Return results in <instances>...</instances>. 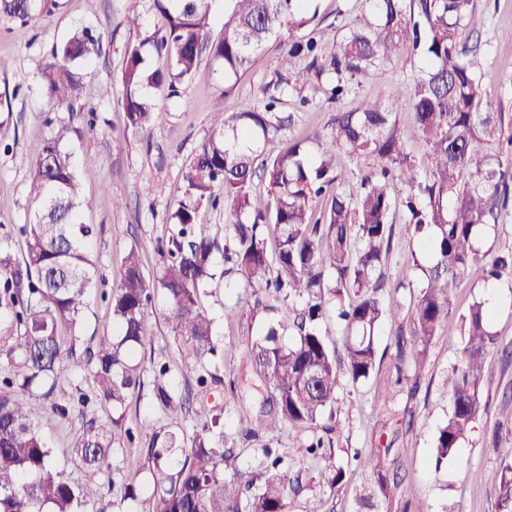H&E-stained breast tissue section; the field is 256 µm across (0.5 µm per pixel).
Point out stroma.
I'll return each mask as SVG.
<instances>
[{"instance_id":"1","label":"stroma","mask_w":512,"mask_h":512,"mask_svg":"<svg viewBox=\"0 0 512 512\" xmlns=\"http://www.w3.org/2000/svg\"><path fill=\"white\" fill-rule=\"evenodd\" d=\"M318 5V33L330 50L362 13L365 0H318ZM133 6L143 24L132 29L125 16ZM48 7V14L27 24L0 22V57L9 62L7 70L0 72V224H22L33 213L30 174L47 139L58 138L71 153L83 193L91 201L82 220L95 227L89 250L98 274L82 336L99 338L112 333V311L101 294L118 282L126 249L140 246L150 274L164 261L157 245L172 233L171 215L184 191V169L207 134L216 103L234 112L242 100L262 102V88L279 66L280 49L277 42H269L229 94L224 91L220 63L203 56L198 77L185 92L165 101L166 121L145 139L124 128L122 70L127 45L161 26L151 0L135 5L129 0H50ZM83 26L100 34L102 54L87 67L83 98L70 109L48 97L36 66L53 45L65 42ZM511 32L512 0H473L459 41L480 44L482 92L494 110L504 114L506 131L512 135V41L507 38ZM422 65L419 56L392 48L340 101L322 99L304 105L297 93H290L281 106L294 115L287 138L310 143L314 133L329 132L336 111L378 101L397 104L400 126L412 129L414 116L406 99ZM496 291L492 325L499 344L488 359L489 380L483 387L486 411L469 432L458 458L442 469L433 464L435 434L449 410L442 383L462 355L465 314L474 301L488 296L479 274L463 280L455 309L430 344L423 366L407 369L401 384L386 389L381 381L394 371L396 332L409 324L412 298L406 288L399 291L404 303L399 316L378 332L374 377L355 384L347 373H340L332 435L337 458L387 444L395 450L401 482L383 512H501L494 485L479 475L498 468L502 450L512 448V277L499 281ZM250 299L239 274L231 276L229 287L209 289L202 299L225 345L234 347L235 353L220 364V383L204 400L193 403L191 416L201 422L213 409H223L224 430L231 437L238 433L236 407L241 402L231 387L252 377L241 352L263 332L262 322L250 323L243 316ZM164 308V297L155 296L147 339L138 353L146 368L143 386L135 392L122 423L123 428L134 429L133 440H121L101 469L91 473L71 453L82 427L80 415L66 423L52 417L40 423L65 477L79 483L92 479L102 485L114 480L109 492L114 512H148L150 508L148 476L138 470L137 461L148 443L138 431V419L149 411L153 362H168L172 385L182 392L187 389L181 374L184 364L165 323ZM305 436V431L289 426L269 436L271 445L294 462L293 473L301 485L289 497V512H354L364 475L351 467L337 488L320 483L301 446ZM131 478L137 483L138 497L126 501L123 485Z\"/></svg>"}]
</instances>
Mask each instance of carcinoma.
<instances>
[{"label": "carcinoma", "mask_w": 512, "mask_h": 512, "mask_svg": "<svg viewBox=\"0 0 512 512\" xmlns=\"http://www.w3.org/2000/svg\"><path fill=\"white\" fill-rule=\"evenodd\" d=\"M214 0H152L163 34L131 43L122 72L126 127L149 137L168 116L154 97H171L197 77L204 50L224 66V94L236 86L266 44L279 41L280 69L264 86L266 103L244 102L238 111L216 105L207 136L183 174L185 189L174 213L177 231L160 246L166 260L148 276L139 248L127 251L123 273L113 286L112 335L77 352L85 309L94 288L96 263L88 241L94 233L81 219L86 205L70 153L49 139L36 163L29 193L38 209L17 227L21 256L0 246V512H112L95 482H71L58 470L38 424L46 416L67 421L96 407L112 410L121 426L130 394L143 384L136 360L146 339L154 297L166 299V320L188 369L185 381L203 395L220 381L214 360L226 354L202 295L216 281L215 253L224 272L236 271L246 286L288 297L276 325L244 354L264 390L237 409L239 436L256 442L260 468L236 465V441L224 434L221 416L193 425L187 436L190 395L174 391L170 369L152 367L151 407L179 425L151 431L140 469L153 480L151 512H287L295 491L288 459L260 443V436L285 424L324 431L302 443L318 467L321 482L337 487L345 467L328 448L335 431L340 367L355 383L375 373L376 336L403 308L397 291L384 287L395 233L392 215L421 242L424 258L409 268L421 273L410 332L396 333V378L406 357L421 368L429 344L454 305L458 277L472 268L486 286L512 275V250L487 258L476 246L478 232L503 223L512 208V153L503 154L502 115L485 102L479 84L480 45L460 46L459 29L472 0H368L356 26L331 52L315 35L317 12L308 0H230L224 37L208 39ZM48 0H0V21L25 23L44 13ZM402 46L424 58L407 104L415 131L430 149L432 164L421 172L406 148L396 121V104L369 103L338 111L331 131L313 136L316 152L285 139L291 116L278 110L288 90L339 100L351 80L374 66L380 54ZM101 40L87 27L52 47L38 64L51 98L74 108L83 76L73 66L91 61ZM169 60L164 70L149 61L150 50ZM307 60L303 69L297 60ZM374 162L356 195L333 190L342 176L343 157ZM268 184L271 201L256 206L255 181ZM222 206L231 223L224 243L202 235L195 219L200 208ZM277 231L267 249L264 229ZM335 304L343 336V359L328 345L323 324ZM460 362L443 382L450 407L434 440L436 465L459 455L472 425L485 412L482 386L489 376L488 355L497 345L490 309L474 302L464 315ZM293 332L289 343L278 331ZM76 380V403L52 400L60 376ZM115 432L90 420L73 452L88 470L100 469L112 454ZM351 460L367 474L369 486L356 512H380L398 487L391 448L357 451ZM479 477L494 484L502 512H512V452L500 466Z\"/></svg>", "instance_id": "cac0c4a2"}]
</instances>
